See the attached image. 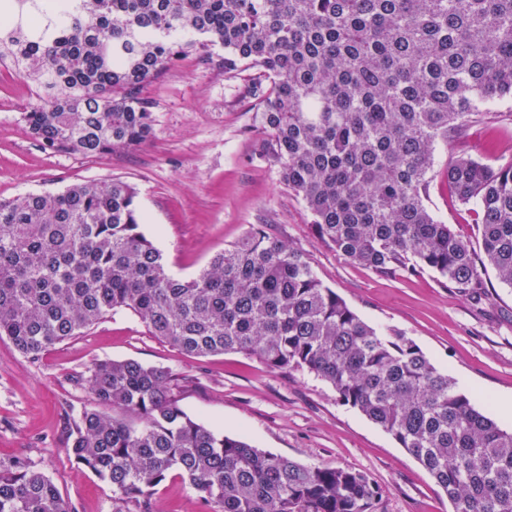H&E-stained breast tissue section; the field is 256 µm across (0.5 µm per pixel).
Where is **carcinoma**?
<instances>
[{"label": "carcinoma", "mask_w": 512, "mask_h": 512, "mask_svg": "<svg viewBox=\"0 0 512 512\" xmlns=\"http://www.w3.org/2000/svg\"><path fill=\"white\" fill-rule=\"evenodd\" d=\"M271 90L253 130L317 235L380 275L430 270L477 287L476 257L428 206L438 177L481 224V260L512 286V160L463 148L512 99V0H0V63L35 87L23 120L52 153L135 148L145 86L185 55ZM119 179L0 201V336L26 358L120 311L188 357L236 352L302 369L391 435L454 512H512V430L475 407L405 333L361 319L307 257L260 228L191 278L171 275ZM64 452L112 486L116 512H155L180 477L206 512H368L352 468L303 465L188 415L168 373L101 359L71 378ZM0 512H74L31 460L0 461Z\"/></svg>", "instance_id": "obj_1"}]
</instances>
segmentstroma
<instances>
[{"mask_svg": "<svg viewBox=\"0 0 512 512\" xmlns=\"http://www.w3.org/2000/svg\"><path fill=\"white\" fill-rule=\"evenodd\" d=\"M224 52L190 53L146 85L152 104L149 141L96 155L52 153L31 136L22 114L38 99L32 85L0 78V200L57 192L88 181L120 179L138 193L143 232L169 270L197 274L217 251L261 225L310 260L317 277L363 320L399 329L452 376L460 390L501 428L512 398V287L489 266L480 288L462 293L429 271L379 275L352 264L314 232L302 198L281 183L251 132L257 76L224 73ZM464 146L486 161L512 159V101L495 104L489 123L467 130ZM434 216L472 248L477 215L459 204L443 179L429 193ZM135 360L164 368L181 408L224 433L246 435L263 451L301 464L367 473L379 495L370 512H452L429 472L335 391L304 370L277 371L229 352L190 358L152 336L135 315L121 313L44 352L23 357L0 337V460H34L75 512H112V488L74 465L63 451L65 407L87 405L69 379L100 359Z\"/></svg>", "mask_w": 512, "mask_h": 512, "instance_id": "1", "label": "stroma"}]
</instances>
